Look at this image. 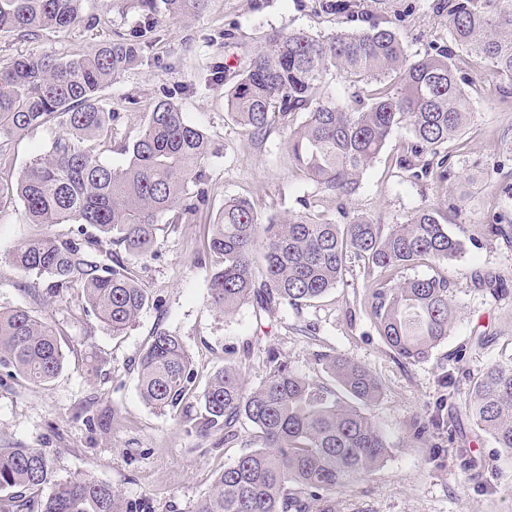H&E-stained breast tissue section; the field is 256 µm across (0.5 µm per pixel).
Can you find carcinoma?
<instances>
[{
	"label": "carcinoma",
	"mask_w": 512,
	"mask_h": 512,
	"mask_svg": "<svg viewBox=\"0 0 512 512\" xmlns=\"http://www.w3.org/2000/svg\"><path fill=\"white\" fill-rule=\"evenodd\" d=\"M84 0H0V36L35 40L49 29L91 27L97 18ZM171 19L206 6L207 0H164ZM451 45L417 59L398 34L375 21L327 35L274 30L227 93V111L252 137L274 119L303 115L287 149L296 169L344 205L364 171L402 128L400 164L414 177L433 167L451 176L448 142L462 135L473 111L459 73L480 59L499 81L500 101L512 99V0H443ZM466 50L468 57L455 53ZM141 35L120 37L70 58L19 54L0 65V166L20 133L57 121L64 132L35 156L16 181H0V207L19 199L32 224H75L66 234L45 232L21 244L13 267L47 281L48 297L64 302L81 292L86 311L114 335L136 323L149 303L136 261L154 254L162 217L177 212L191 221L205 202L202 163L212 151L206 133L188 123L180 107L158 101L138 138L123 147L129 160L114 167L97 148L112 147L114 116L101 92L139 65ZM336 70L355 84L374 82L367 97L340 101L322 93ZM397 80L393 90L389 82ZM448 212L421 208L402 224L357 217L345 224L294 214L258 222L245 200L224 203L204 246L210 261V304L221 315L244 303H313L343 281L348 263L364 262L371 277L368 304L379 336L400 360L421 362L448 337L457 318L445 275L395 280L399 270L424 260L456 258L462 241L448 232ZM95 232L89 233L85 227ZM120 251H112V246ZM262 264L265 274L256 275ZM493 295L508 291L502 278L478 277ZM313 360L338 389L294 371L268 349L269 372L254 388L241 363L226 358L207 383L187 431L206 438L221 433L224 446L238 440L245 418L258 430L260 447L241 455L215 478L192 512H336V492L379 467L390 446L371 407L383 387L366 367L336 352ZM66 354L58 331L24 307L0 310V366L44 386L62 371ZM139 395L159 411L185 407L194 372L174 333L160 331L139 358ZM473 423L512 455V364L487 367L468 390ZM51 487L43 500L32 495ZM133 512L111 485L82 475L59 478L38 448L0 446V512Z\"/></svg>",
	"instance_id": "1"
}]
</instances>
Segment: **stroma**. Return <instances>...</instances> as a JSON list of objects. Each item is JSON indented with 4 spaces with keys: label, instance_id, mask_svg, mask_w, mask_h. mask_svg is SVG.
Segmentation results:
<instances>
[{
    "label": "stroma",
    "instance_id": "obj_1",
    "mask_svg": "<svg viewBox=\"0 0 512 512\" xmlns=\"http://www.w3.org/2000/svg\"><path fill=\"white\" fill-rule=\"evenodd\" d=\"M437 2L357 0V15L350 18L325 12L320 0H207L203 11L177 21L168 18L162 2L149 18L137 0H86V12L98 19L94 27L48 32L32 41L0 39L1 61L31 51L79 54L99 42L142 33L143 63L103 91L117 132L103 160L115 166L127 162L122 144L138 137L162 99L179 104L187 121L214 145L203 164L207 206L192 223L161 233L154 255L139 262L150 302L135 325L118 336L86 315L78 301L52 302L45 281L9 266L14 249L44 228L27 222L22 205L0 211V308L21 306L51 320L67 353L64 369L45 386L9 376L0 367V445L43 449L58 476H91L119 490L125 502L146 504L147 512H190L211 491L216 474L250 450L255 430L242 423L237 443L228 448L219 438L187 433L173 416L145 405L137 388L138 360L154 334L181 337L198 393L223 369L226 352L242 360L245 383L253 388L268 372L267 347L293 370L320 380L325 374L313 353L327 350L367 367L381 381L383 394L371 412L391 448L379 469L337 493V512H512V458L501 454L466 411L470 380L491 364L512 362V293L496 297L476 281L487 274L512 281V243L487 231L499 215L512 225V108L488 94L493 79L486 68L477 65L464 73L478 90L470 95L473 121L447 146L454 177L411 178L398 163L397 147L409 136L402 129L342 206L290 163L283 122L255 139L226 108L229 79L247 68L271 30L317 35L356 27L363 17L376 19L395 30L408 54L418 58L449 45L448 15L437 10ZM60 131L54 123L14 140L8 147L12 164L0 170V178L16 180ZM234 198L250 200L264 223L301 212L305 199L314 201V214L337 222L366 216L383 224L403 223L425 206L455 205L448 229L463 240V253L400 272L404 279L448 277L458 314L447 339L426 361L396 358L375 328L367 304L369 278L356 260L343 282L310 305H275L260 312L246 304L232 315L217 314L209 304L210 268L198 254L212 219ZM450 371L460 386L445 402L441 382ZM433 414L441 421L437 441L444 452L439 456L414 434L416 423ZM457 448L470 449L480 467L464 466L453 454Z\"/></svg>",
    "mask_w": 512,
    "mask_h": 512
}]
</instances>
